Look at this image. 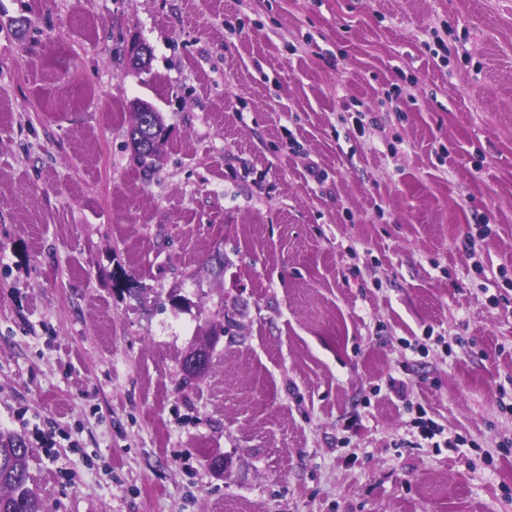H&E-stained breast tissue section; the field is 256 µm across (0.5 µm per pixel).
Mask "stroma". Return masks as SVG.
I'll return each mask as SVG.
<instances>
[{
	"mask_svg": "<svg viewBox=\"0 0 512 512\" xmlns=\"http://www.w3.org/2000/svg\"><path fill=\"white\" fill-rule=\"evenodd\" d=\"M511 377L512 0H0V429L47 512H512ZM134 103L143 106L145 112L133 111L134 125L130 134L131 146L140 168L146 173L156 167L166 129L161 113L152 105L142 100H136L132 105ZM132 105L130 102L131 108ZM207 347H199L192 350L184 359L183 370L187 379L197 377L210 362V350Z\"/></svg>",
	"mask_w": 512,
	"mask_h": 512,
	"instance_id": "stroma-1",
	"label": "stroma"
}]
</instances>
